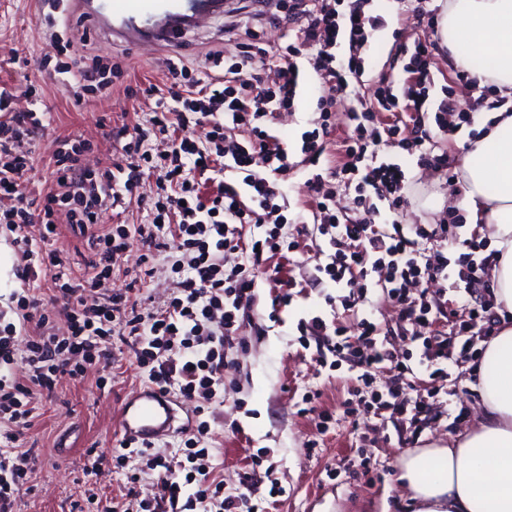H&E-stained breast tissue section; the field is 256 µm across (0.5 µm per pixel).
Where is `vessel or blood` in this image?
Here are the masks:
<instances>
[{"label": "vessel or blood", "instance_id": "b4317fda", "mask_svg": "<svg viewBox=\"0 0 512 512\" xmlns=\"http://www.w3.org/2000/svg\"><path fill=\"white\" fill-rule=\"evenodd\" d=\"M78 17L94 32L129 45L145 38L158 48L181 44L193 19L221 13L223 0H72ZM176 411L168 396L148 390L125 402L122 428L125 436L154 440L174 429Z\"/></svg>", "mask_w": 512, "mask_h": 512}]
</instances>
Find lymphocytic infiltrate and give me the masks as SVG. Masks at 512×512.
Here are the masks:
<instances>
[{"label": "lymphocytic infiltrate", "instance_id": "1", "mask_svg": "<svg viewBox=\"0 0 512 512\" xmlns=\"http://www.w3.org/2000/svg\"><path fill=\"white\" fill-rule=\"evenodd\" d=\"M275 9L269 17L273 23L282 13L303 18L297 41L267 48L259 31L246 30L247 41L238 55H209L217 73L202 89L196 88L187 66L166 59L168 95L156 100L150 128L125 124L103 133L104 138L121 142V160L105 169L90 167L83 161L91 149L89 141L59 139L49 162L53 187L37 201L28 189L33 169L30 144L50 116L15 109L14 89L0 86V224L9 230L10 244L22 260L14 270L19 286L10 294L12 316L0 321V512H15L29 491L34 455L17 443L33 424V394L53 393L62 377L81 380L91 368L108 363L117 324L123 326L132 358L147 370L152 387L165 395L178 391L184 401L193 403L197 420L186 433V452L179 461L157 452L154 443L119 440L117 460H145L156 475V490L143 499L134 487H127L122 499L113 502L112 512H253L250 492L222 496L223 484L214 474L203 437L208 432L205 416L211 413L214 398L224 394V348L254 318L264 256L280 251L278 230L287 221L276 198L291 164L287 149L269 134L268 124L276 113L294 105L301 45L315 49V70L330 71L334 77L320 98L321 103H331L347 97L351 80L362 76L363 53L377 26L361 6L344 0H276ZM343 40L349 54L340 60L334 49ZM428 57L427 44L415 43L400 90L386 87L378 93L383 110L425 111L431 84ZM272 61L277 64V79L269 83L262 72ZM54 73L79 101L88 94L110 96L121 70L94 58L78 68L61 60ZM347 117L352 131L343 141L344 160L326 172L317 167L324 140L331 134L328 123L302 138L301 153L314 169L307 184L326 241L321 272L339 283L363 280L370 269H384V286L398 304L401 319L426 331V358H447L454 347L468 352L470 341L434 331L443 304L428 299L419 287L425 281L448 279L457 299L467 301L485 285L488 260L479 245L462 237L453 221L395 220L382 230L373 224L379 203L397 204L406 182L400 164L380 159L383 138L398 139L418 164L434 170H446V159L433 155L425 137L410 133L403 118H395L376 134L367 128L374 118L371 110L354 109ZM230 125L245 128V136L227 135ZM198 126L206 130L203 148L188 134ZM150 138L161 143V151L144 150ZM328 175L354 188L365 218H340L324 189ZM150 178L157 187L152 222L97 233L103 208L141 201L139 189ZM32 224L42 225L39 238L30 236ZM62 224L86 236L92 251L91 277L73 279L64 272L54 247ZM248 224L263 228V238L257 239L256 250L245 262L226 266V254L242 251L243 228ZM422 240L443 243L436 261H427L420 252ZM133 247L145 261L172 248L181 255L175 291L148 316L139 312L130 290L104 298L96 295ZM49 305L54 308L50 314L45 311Z\"/></svg>", "mask_w": 512, "mask_h": 512}]
</instances>
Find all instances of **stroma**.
<instances>
[{"label":"stroma","instance_id":"1","mask_svg":"<svg viewBox=\"0 0 512 512\" xmlns=\"http://www.w3.org/2000/svg\"><path fill=\"white\" fill-rule=\"evenodd\" d=\"M240 7V30L228 32L223 18L203 21L188 33L180 48L164 51L148 46L131 48L88 33L76 19L69 0H0V83L17 87L18 108H26L27 86H35L38 107L50 113L49 127L34 139V188L46 190L50 178L49 159L56 138L80 136L92 146L85 156L89 166L106 168L119 155L112 142L101 135L102 126L122 123L147 124L151 102L127 96V89L155 85L167 89L163 61L173 58L188 66L194 77L206 79V59L221 51L225 56L239 52L243 27L262 31L269 45L286 44L299 26L284 22L269 24L263 15V0H233ZM366 13L380 17L365 54L364 73L351 87L349 97L331 109L333 133L326 141L323 166L333 165L339 146L349 132L346 113L350 107L370 105L379 88L399 86L405 57L401 46L417 42L432 44L430 70L433 76L427 104L428 113L418 123L419 132L429 135L435 154L446 155L449 169L470 143L471 132L479 131L487 112L476 114L454 136L441 133L435 122L447 94L465 101L475 97L470 86L455 78L450 52L437 30L420 24L400 0H364ZM73 43L77 58H99L123 69L110 99L88 94L74 102L63 87L45 70V56L52 50V34ZM312 51L302 47L299 95L291 110L277 114L270 123L271 134L288 145L293 169L281 183L287 217L302 215L305 226L288 224L285 240L298 241L293 251H281L265 263L281 281L295 280L293 300L285 307L274 302L276 288L260 282L256 309L259 320L244 325L240 341L224 353V404L210 422L205 440L212 448L215 473L224 481L225 491L239 488L244 475L252 477V501L262 512H410L408 493L398 480L400 460L409 451L432 444H447L449 438L470 431L479 423V394L470 379L472 363L453 354L450 377L432 374L429 368L414 367L405 381L409 397L444 388L445 396L431 401L423 412V431L415 435L408 422L361 410L349 413L355 393L361 389L359 370L353 361L338 358L335 367L316 363L323 342L301 332L303 322L321 316L328 330H340L351 349L362 346L360 322H374L380 340L396 353H418L420 345L410 339L411 325L402 322L399 311L381 283L383 271L370 273L367 280L339 288L315 269V247L319 233L312 218L315 204L307 187L308 171L300 148L304 133L312 131L318 115L317 100L332 83L324 72L309 64ZM381 151L405 168L406 182L397 211L381 207L376 221L385 224L399 217L406 224H439L454 215L463 220L464 237L480 243L484 252L493 247L485 225L468 221V211L459 200L463 183L424 165L402 150L397 142L382 143ZM138 250L126 254L120 271L102 286V293L126 287L140 277L145 296L142 313L159 309L175 286L171 265L175 251L154 256L142 265ZM153 267L145 276V267ZM120 349V339H113ZM106 377L105 388L95 384ZM149 385L148 373L122 353L119 362L91 370L84 381L62 379L52 397L35 395L36 418L20 438L22 448L35 449L37 456L29 484L31 490L19 501L16 512H105L107 498L118 495L129 475H137L144 494L154 493L153 476L142 473L137 458L116 466L113 448L123 435V399ZM310 404H303L304 394ZM260 465L250 466V456Z\"/></svg>","mask_w":512,"mask_h":512}]
</instances>
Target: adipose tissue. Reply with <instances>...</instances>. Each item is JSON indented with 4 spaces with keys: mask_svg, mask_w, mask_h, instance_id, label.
<instances>
[{
    "mask_svg": "<svg viewBox=\"0 0 512 512\" xmlns=\"http://www.w3.org/2000/svg\"><path fill=\"white\" fill-rule=\"evenodd\" d=\"M440 38L456 67L512 96V0H448ZM491 118L458 160L460 203L493 239L494 298L512 315V115ZM478 392L474 431L404 457L401 478L414 512H512V322L485 348Z\"/></svg>",
    "mask_w": 512,
    "mask_h": 512,
    "instance_id": "ef3b65f1",
    "label": "adipose tissue"
}]
</instances>
